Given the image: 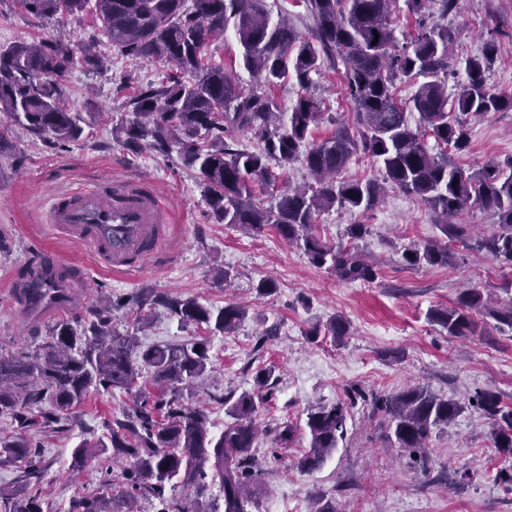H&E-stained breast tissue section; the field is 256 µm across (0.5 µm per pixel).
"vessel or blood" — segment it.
<instances>
[{
    "label": "vessel or blood",
    "instance_id": "vessel-or-blood-1",
    "mask_svg": "<svg viewBox=\"0 0 512 512\" xmlns=\"http://www.w3.org/2000/svg\"><path fill=\"white\" fill-rule=\"evenodd\" d=\"M50 221L67 237L89 247L106 265L117 270L138 268L159 252L167 211L156 195L134 183L98 182L56 197ZM26 279L12 278L11 287L48 286L56 294L39 312L40 317L69 313L76 304L75 285L80 268L42 249L27 264Z\"/></svg>",
    "mask_w": 512,
    "mask_h": 512
}]
</instances>
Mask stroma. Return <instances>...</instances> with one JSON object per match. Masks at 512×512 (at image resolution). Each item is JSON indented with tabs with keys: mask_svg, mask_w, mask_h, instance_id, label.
<instances>
[{
	"mask_svg": "<svg viewBox=\"0 0 512 512\" xmlns=\"http://www.w3.org/2000/svg\"><path fill=\"white\" fill-rule=\"evenodd\" d=\"M448 25L455 31L457 56L475 54L492 39L512 49V0H460ZM51 35L64 36L76 47L97 44L109 64L98 73L78 66L63 78L72 111H84L89 100L96 104L81 141L50 146L32 140L20 127L7 131L20 161L0 164V354L41 350L55 324L50 318L29 331L9 286L11 275L37 246L53 249L87 273L91 285L77 290L76 319L142 288L194 297L215 310L234 303L246 314L229 333L211 335L205 327L181 325L159 307L140 339L147 344L208 339L214 369L200 380L196 400L210 411L216 434L228 420L220 397L251 390L256 371L270 369L273 398L257 416L262 429L256 448L263 468L260 512H313L319 496L335 512H512V492L499 479L500 470L512 466V457L492 447L490 420L467 406L483 389L512 403V338L490 318H479L476 334L460 337L449 336L429 318L431 309L451 306L465 285L507 298L512 273L475 250L449 267L407 265L405 249L440 232L425 205L396 189L369 213L332 209L318 219L317 234L334 243L346 225L370 226L361 247L381 265L371 284L338 282L328 270L312 266L273 225L244 232L217 223L194 174L176 157L146 146L133 152L112 136L113 127L128 117L125 101L157 79V66L119 54L92 14L38 17L18 0H0V45ZM314 81L312 92L324 101L323 118L310 133L316 141L333 132L335 121L351 120L352 114L339 75L327 72ZM471 130L470 147L459 159L464 168L478 169L491 158L512 159V110L472 119ZM115 179L148 185L172 208L163 253L129 272L106 267L49 221L53 198ZM265 277L277 284L273 295L256 291ZM337 315L349 320V336L308 337L312 326ZM415 384L466 405L453 424L433 432L427 465L392 446L370 409L358 405L351 410L346 440L322 467L313 472L299 468L310 443L304 426L309 406L346 401L351 386L389 394ZM130 403V395L119 390L93 394L67 412L69 432L42 437L45 512H66L75 494L99 487L100 471H73L70 454L84 438L102 434L105 421L123 417ZM286 421L298 426L293 444L271 454L274 431ZM463 474L469 480L461 486L457 480Z\"/></svg>",
	"mask_w": 512,
	"mask_h": 512,
	"instance_id": "stroma-1",
	"label": "stroma"
}]
</instances>
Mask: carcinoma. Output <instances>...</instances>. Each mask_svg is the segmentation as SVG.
Wrapping results in <instances>:
<instances>
[{
	"label": "carcinoma",
	"instance_id": "cac0c4a2",
	"mask_svg": "<svg viewBox=\"0 0 512 512\" xmlns=\"http://www.w3.org/2000/svg\"><path fill=\"white\" fill-rule=\"evenodd\" d=\"M392 0H301L311 21L312 39L303 37L286 15L272 18L266 0H20L39 16L80 15L91 11L112 47L124 56L166 67L124 104L132 119L112 129L131 150L148 145L164 156L177 154L181 165L198 175L202 196L214 219L239 229L274 225L299 245L310 264L327 268L343 283H372L377 264L364 258L356 243L369 234L366 224L345 228L347 243L323 241L313 234L317 217L337 208L365 213L395 188L424 202L435 214L442 237L403 253L410 266H449L459 253L486 251L500 268L512 271V161L489 162L471 171L456 162L470 143V119L512 110V96L493 91L487 73L496 60L512 57L496 40L455 62L448 49L454 31L426 14L428 0H406L416 16L415 33L397 43L390 17ZM232 28L241 64L256 79L250 88L222 65L209 64L205 49ZM104 56L90 46L75 51L56 37L0 46V160L13 158L1 123L20 125L34 139L53 146L75 143L84 135L81 113L65 105L60 78L76 65L89 72L103 66ZM327 70L340 76L353 122L336 125L328 137L310 143L308 134L322 115V100L309 93L313 75ZM462 70L466 82L448 101V73ZM292 78L301 94L291 111L281 109L271 90ZM416 80L408 99L397 97V83ZM416 112L420 125L411 127ZM247 133L251 146L229 135ZM433 137L439 151L425 143ZM361 152L383 166V181L337 180L351 157ZM302 160L313 182L279 194L273 207L259 196L277 182L275 169ZM471 205L497 217L493 231L474 236L451 218ZM135 313L136 330L148 326L145 308L166 309L184 325L204 324L213 333H228L245 316L234 303L214 311L193 297L144 291L125 297ZM489 316L502 332H512V302L496 308L475 288L460 292L454 306L436 308L429 317L450 336L475 333L474 314ZM349 334L348 322L333 317L325 328L307 335ZM212 370L204 342L159 344L143 348L138 337L112 327L111 308L77 329L69 321L50 331L40 352L0 355V414L12 419V434L0 437V463L17 465L20 474L8 490L0 489V512H44L39 460L33 439L67 431L63 412L93 393L124 391L132 404L124 419L105 423V433L72 453L71 466L83 469L105 449L126 458L132 468L104 477L101 492L78 494L67 512H138L141 500L156 499L158 512H202L199 499L208 490L207 476L218 480L224 512H254L263 469L256 456L259 407L272 400L270 372L260 369L255 390L243 392L227 409L230 421L211 433L210 413L190 402L201 379ZM350 403L362 401L381 415L386 437L397 448L425 453L431 434L451 424L463 411L453 399L423 386L396 394L353 388ZM475 406L491 420L493 447L512 456V405L493 391L474 396ZM349 408L343 403L307 410L309 450L299 460L313 471L338 448L347 433ZM296 425L285 422L273 443L286 448ZM190 490V498L176 490Z\"/></svg>",
	"mask_w": 512,
	"mask_h": 512
}]
</instances>
